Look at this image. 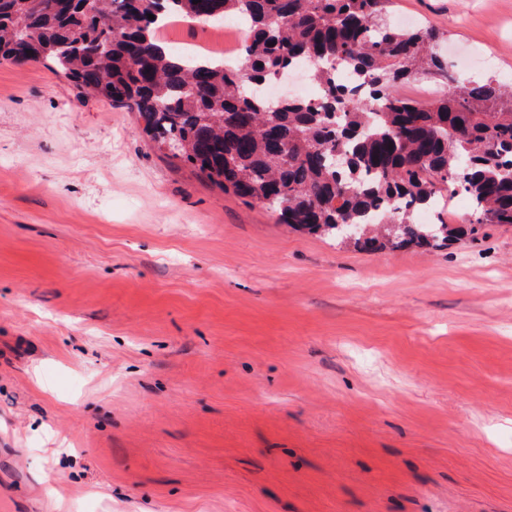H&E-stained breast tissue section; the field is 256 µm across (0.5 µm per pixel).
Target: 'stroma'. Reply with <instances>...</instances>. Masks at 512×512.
Returning a JSON list of instances; mask_svg holds the SVG:
<instances>
[{"label": "stroma", "instance_id": "1", "mask_svg": "<svg viewBox=\"0 0 512 512\" xmlns=\"http://www.w3.org/2000/svg\"><path fill=\"white\" fill-rule=\"evenodd\" d=\"M512 82V0H388ZM0 512H512V224L368 253L0 61Z\"/></svg>", "mask_w": 512, "mask_h": 512}]
</instances>
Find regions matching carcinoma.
I'll return each instance as SVG.
<instances>
[{
  "label": "carcinoma",
  "instance_id": "obj_1",
  "mask_svg": "<svg viewBox=\"0 0 512 512\" xmlns=\"http://www.w3.org/2000/svg\"><path fill=\"white\" fill-rule=\"evenodd\" d=\"M385 2L0 0V60L42 62L126 107L159 150L282 224L332 238L360 225L361 251L448 244L461 229L414 219L445 191L469 197L471 224H512V93L462 80L438 57V34L388 25ZM208 9L246 23L238 59H189L161 38ZM298 67L317 98L270 101V77ZM426 68L449 89L396 93Z\"/></svg>",
  "mask_w": 512,
  "mask_h": 512
}]
</instances>
